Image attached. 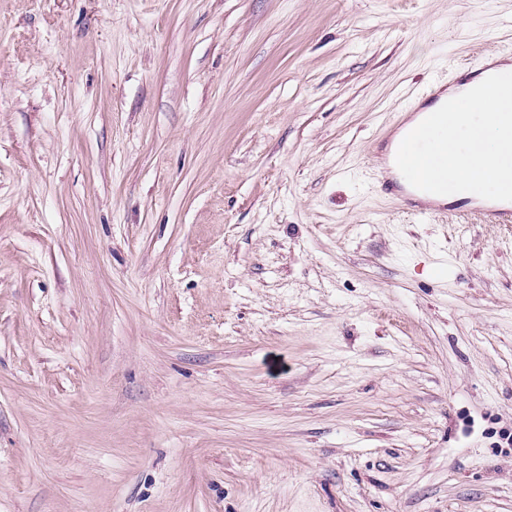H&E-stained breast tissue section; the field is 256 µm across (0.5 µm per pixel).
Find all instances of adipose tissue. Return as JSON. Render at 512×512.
Listing matches in <instances>:
<instances>
[{
  "label": "adipose tissue",
  "mask_w": 512,
  "mask_h": 512,
  "mask_svg": "<svg viewBox=\"0 0 512 512\" xmlns=\"http://www.w3.org/2000/svg\"><path fill=\"white\" fill-rule=\"evenodd\" d=\"M497 70L502 74L496 91L497 113L485 110L483 88L488 78L484 75L474 78L464 91L451 88L441 95L436 109L447 113L448 121L435 125L434 146L417 147L409 153L406 170L422 176L434 168L445 170L456 190L448 195L420 192L424 202L450 203L470 197L475 190L484 198L497 199L512 182V170L500 163L501 155L512 151V64L501 62ZM475 126L481 129L476 138L470 134ZM406 170L397 171V178H404Z\"/></svg>",
  "instance_id": "1"
}]
</instances>
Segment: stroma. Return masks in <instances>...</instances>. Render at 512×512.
Masks as SVG:
<instances>
[{"instance_id":"1","label":"stroma","mask_w":512,"mask_h":512,"mask_svg":"<svg viewBox=\"0 0 512 512\" xmlns=\"http://www.w3.org/2000/svg\"><path fill=\"white\" fill-rule=\"evenodd\" d=\"M512 0H0V512H512V224L380 194ZM378 186L381 188V190H384L388 193H390L393 196H396L398 199H400L402 206L404 209H406L408 212H410L412 215L419 217L421 219H427L430 217H433L438 214H443L444 210L436 209L428 205L424 204H418L413 205L411 199L408 196H411L410 194H404V192H401L397 190L394 186H391L387 183L386 179L384 178L383 171L379 172V178L377 180Z\"/></svg>"}]
</instances>
